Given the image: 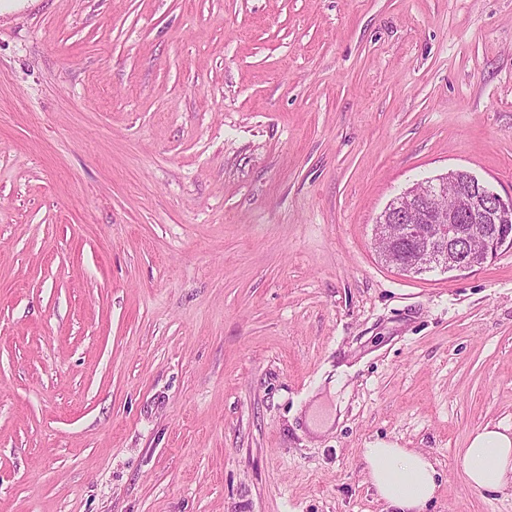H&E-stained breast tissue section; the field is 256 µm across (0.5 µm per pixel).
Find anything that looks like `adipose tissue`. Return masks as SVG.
Masks as SVG:
<instances>
[{
    "label": "adipose tissue",
    "instance_id": "ef3b65f1",
    "mask_svg": "<svg viewBox=\"0 0 512 512\" xmlns=\"http://www.w3.org/2000/svg\"><path fill=\"white\" fill-rule=\"evenodd\" d=\"M362 462L383 512H425L438 488V471L428 453L377 440L363 449ZM462 462L473 487H512V429L488 424L471 434Z\"/></svg>",
    "mask_w": 512,
    "mask_h": 512
}]
</instances>
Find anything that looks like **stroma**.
<instances>
[{
  "mask_svg": "<svg viewBox=\"0 0 512 512\" xmlns=\"http://www.w3.org/2000/svg\"><path fill=\"white\" fill-rule=\"evenodd\" d=\"M464 169L512 195V0H26L0 17V512H512V250L381 261ZM332 417L312 432L310 415ZM462 462L470 485L485 491L512 487V431L487 424L471 434ZM362 462L382 512H427L438 488V471L428 453L376 440L363 448Z\"/></svg>",
  "mask_w": 512,
  "mask_h": 512,
  "instance_id": "35a3bbf8",
  "label": "stroma"
}]
</instances>
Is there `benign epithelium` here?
Here are the masks:
<instances>
[{
  "label": "benign epithelium",
  "mask_w": 512,
  "mask_h": 512,
  "mask_svg": "<svg viewBox=\"0 0 512 512\" xmlns=\"http://www.w3.org/2000/svg\"><path fill=\"white\" fill-rule=\"evenodd\" d=\"M469 187L458 205H437L444 189L458 182L451 170L413 185L393 199L375 224V239L390 238L394 251H382L386 265L405 272L440 267L466 271L494 259L499 251L512 249V195L504 198L475 175L468 174Z\"/></svg>",
  "instance_id": "7a95c632"
}]
</instances>
